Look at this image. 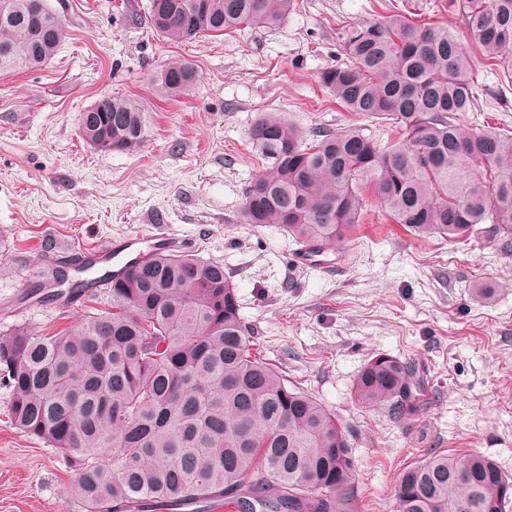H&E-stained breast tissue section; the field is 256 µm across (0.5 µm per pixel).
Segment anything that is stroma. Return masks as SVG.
<instances>
[{
	"label": "stroma",
	"instance_id": "1",
	"mask_svg": "<svg viewBox=\"0 0 512 512\" xmlns=\"http://www.w3.org/2000/svg\"><path fill=\"white\" fill-rule=\"evenodd\" d=\"M67 37L46 65L0 75V332L45 334L89 310L46 300L60 247H87L164 229L223 264L254 352L312 394L348 432L355 512H396V485L412 463L444 451L481 454L512 473V255L483 235L418 236L381 215L364 187L365 217L327 268L298 266L278 226L239 221L247 187L268 162L249 132L279 113L303 132L358 123L316 82L341 52L336 24L376 20L383 0H297L276 29L172 43L143 19L149 0H64ZM186 60L194 86L167 98L155 71ZM469 127L512 131V86L482 57ZM105 94L151 109L134 153L89 146L78 115ZM493 289L484 298L480 289ZM415 362L427 395L415 416L359 406L354 383L378 354ZM0 383V512H84L70 461L13 425Z\"/></svg>",
	"mask_w": 512,
	"mask_h": 512
}]
</instances>
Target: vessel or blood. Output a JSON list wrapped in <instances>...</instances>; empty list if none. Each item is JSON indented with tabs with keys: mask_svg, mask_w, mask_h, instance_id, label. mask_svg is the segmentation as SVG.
<instances>
[{
	"mask_svg": "<svg viewBox=\"0 0 512 512\" xmlns=\"http://www.w3.org/2000/svg\"><path fill=\"white\" fill-rule=\"evenodd\" d=\"M187 250V243L174 235L159 231L152 234H128L77 251V262H92L96 266L112 265L124 268L132 259L152 250Z\"/></svg>",
	"mask_w": 512,
	"mask_h": 512,
	"instance_id": "vessel-or-blood-1",
	"label": "vessel or blood"
}]
</instances>
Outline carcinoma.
Listing matches in <instances>:
<instances>
[{
  "instance_id": "1",
  "label": "carcinoma",
  "mask_w": 512,
  "mask_h": 512,
  "mask_svg": "<svg viewBox=\"0 0 512 512\" xmlns=\"http://www.w3.org/2000/svg\"><path fill=\"white\" fill-rule=\"evenodd\" d=\"M26 0L0 22V74L48 63L65 39L60 12ZM489 66L512 84V0H448ZM295 0H169L148 27L172 42L272 29ZM340 59L318 84L363 119L390 121L381 146L362 125L303 134L275 112L249 137L270 162L250 185L245 224H277L319 253L344 242L369 184L384 213L417 234L456 241L482 232L512 254V133L474 131L479 107L471 57L448 27L398 9L339 28ZM196 79L179 61L154 75L167 97ZM80 133L103 151L133 153L150 112L103 95ZM110 309L51 335L0 336V379L23 433L69 458L84 512H350L354 466L347 430L322 404L253 353L224 265L156 252L107 277ZM354 399L394 418L415 415L426 384L416 363L388 354L360 371ZM398 512H512V476L481 455L437 454L407 467Z\"/></svg>"
}]
</instances>
